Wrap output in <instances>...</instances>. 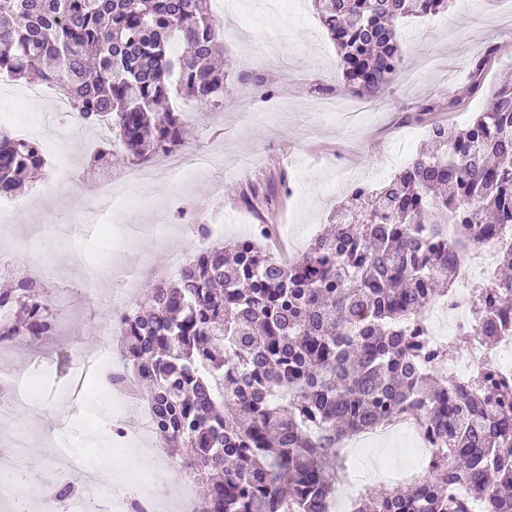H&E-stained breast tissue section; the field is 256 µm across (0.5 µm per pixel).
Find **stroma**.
Segmentation results:
<instances>
[{
  "label": "stroma",
  "instance_id": "1",
  "mask_svg": "<svg viewBox=\"0 0 512 512\" xmlns=\"http://www.w3.org/2000/svg\"><path fill=\"white\" fill-rule=\"evenodd\" d=\"M401 46L407 71L374 98L345 92L340 59L334 42L320 23L311 0H285L277 17L267 24H253L249 40L235 29L223 31L224 54L233 63L224 91V106L174 100L183 114L188 150L220 151L224 166L192 182L175 185L158 171L140 188V205L127 207L126 224H164L166 240L155 236L138 238L132 248L146 268L126 300L120 305L91 306L84 297L82 275L86 265L96 264L105 276H113L122 259L106 247L104 236L94 229L67 238L55 224L57 214L66 212L71 189L95 193L101 189L119 191L126 161L117 159L108 169L89 167L87 156L97 147L90 130L74 135L76 148L70 177L73 188L57 181L55 164L35 178L20 199L24 204L12 222L8 235L0 237V256L9 257L39 250L46 257L49 273L42 283L48 297L69 288L71 311L57 326L52 339L32 348L26 342L0 354V360L31 370L37 357L52 360L53 371L46 378L41 396L54 403L72 386L66 375L65 354L74 344L95 348L98 337L88 335L90 322H107L122 312L142 305L152 283L166 269L174 254L193 256L201 251L197 238L182 234L185 224H205L211 215L224 218V242L253 235L261 220L284 227L288 243L286 260L298 257L307 245L331 224L338 206L348 198L353 185L382 187L424 143V123L408 121L410 113L427 106L431 117L456 126L469 122L481 111L487 97L503 77H512V5L505 0H485L481 9L466 8L462 0L441 14L409 18L399 24ZM498 53L487 66L484 94L466 95L469 72L476 57L488 45ZM334 85L333 100L341 115L321 117L310 109L319 85ZM287 171L289 191L264 212L245 209L240 194ZM74 445L91 465L120 463L124 472H140L129 455L112 445L92 443L91 425L74 422ZM32 439L29 458L32 479L48 488L58 482L60 470L56 449L44 447L42 429L29 416L21 415L9 427H0V448L9 447L16 432ZM346 469L362 459L379 457L392 477L364 484V491L400 485L416 474L398 442L373 448H345L341 451Z\"/></svg>",
  "mask_w": 512,
  "mask_h": 512
}]
</instances>
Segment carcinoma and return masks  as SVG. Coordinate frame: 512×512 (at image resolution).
Returning <instances> with one entry per match:
<instances>
[{
	"label": "carcinoma",
	"mask_w": 512,
	"mask_h": 512,
	"mask_svg": "<svg viewBox=\"0 0 512 512\" xmlns=\"http://www.w3.org/2000/svg\"><path fill=\"white\" fill-rule=\"evenodd\" d=\"M211 0H0V72L67 98L86 122L108 121L135 165L183 144L171 98L224 105L230 68ZM340 54L345 91L374 97L406 68L397 23L453 0H313ZM421 148L379 189L355 187L331 232L284 265L269 227L186 261L151 287L149 309L120 317L135 389L155 409L166 448L207 485L200 512H324L340 492L349 434L406 418L440 445L413 482L364 496L354 512H512V380H437L407 325L448 296L460 241L497 244L512 268V83L456 128L431 122ZM46 166L40 145L0 130V194ZM461 240L448 242V225ZM4 333L38 341L52 305L20 279L0 291ZM482 343L512 325V277L477 290Z\"/></svg>",
	"instance_id": "obj_1"
}]
</instances>
